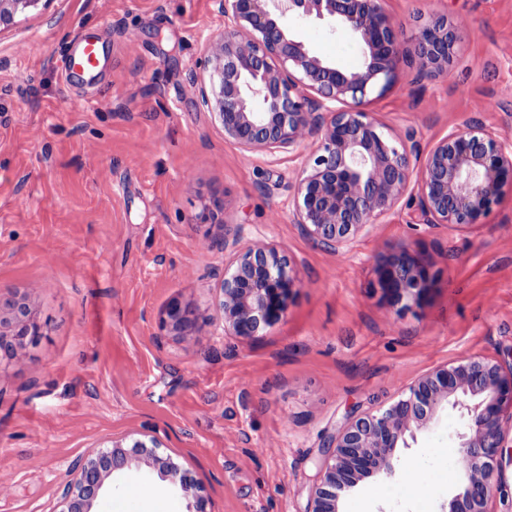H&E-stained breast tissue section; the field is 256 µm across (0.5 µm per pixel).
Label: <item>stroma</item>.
I'll return each instance as SVG.
<instances>
[{
    "label": "stroma",
    "instance_id": "stroma-1",
    "mask_svg": "<svg viewBox=\"0 0 512 512\" xmlns=\"http://www.w3.org/2000/svg\"><path fill=\"white\" fill-rule=\"evenodd\" d=\"M383 7L402 49L436 13L460 33L446 74L417 82L401 59L364 106L391 137L414 131L413 167L468 122L512 142V0ZM223 31L215 0H41L0 33V305L30 302L48 324L21 355L0 351V512H56L75 459L142 436L199 482L207 512H305L322 447L351 416L445 364L512 363V189L463 231L424 223L412 189L349 248L317 246L292 222L314 134L249 155L195 104L199 60ZM79 33L102 49L90 82L61 69ZM295 33L342 68L362 63L325 23ZM226 235L277 244L302 281L251 338L220 328ZM403 243L433 279L393 308L376 267ZM174 301L192 309L195 335L162 327ZM462 424L442 412L341 512H447ZM505 440L489 512H512V424ZM151 497L157 512H186L134 470L94 510L145 512Z\"/></svg>",
    "mask_w": 512,
    "mask_h": 512
}]
</instances>
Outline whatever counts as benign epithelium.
I'll use <instances>...</instances> for the list:
<instances>
[{
    "label": "benign epithelium",
    "mask_w": 512,
    "mask_h": 512,
    "mask_svg": "<svg viewBox=\"0 0 512 512\" xmlns=\"http://www.w3.org/2000/svg\"><path fill=\"white\" fill-rule=\"evenodd\" d=\"M42 0H0V31ZM224 32L200 60L206 74L193 81L196 103L224 130V138L251 154L289 152L313 131L317 141L297 179L293 218L303 233L336 251L372 220L391 210L418 185L427 224L459 229L478 222L512 184V147L478 124L448 132L427 153L413 176L406 143L385 134L363 105L383 94L396 77L401 54L398 30L381 0H217ZM321 21L330 32L350 34L362 66L343 70L318 56L294 34L299 22ZM457 29L445 14L419 26L411 53L417 77L432 79L453 62ZM229 264L220 281L219 309L226 336H256L279 319L300 280L284 250L272 243L238 247L224 238ZM378 286L394 305L408 306L429 287L427 266L402 244L377 267ZM176 334L195 330L192 311L171 304L162 319ZM45 324L27 309L0 307V348L39 336ZM444 410L465 420L457 434L461 485L448 512H488L494 463L502 457L503 433L512 422V365L469 359L438 367L418 379L406 395L375 414L351 418L329 438L318 481L304 512H339V492L360 478L390 476L397 449L410 447ZM159 443L135 440L77 459L76 477L58 489L59 512H93L114 477L147 469L149 476L186 501V512H204L196 482L182 473Z\"/></svg>",
    "instance_id": "1"
}]
</instances>
